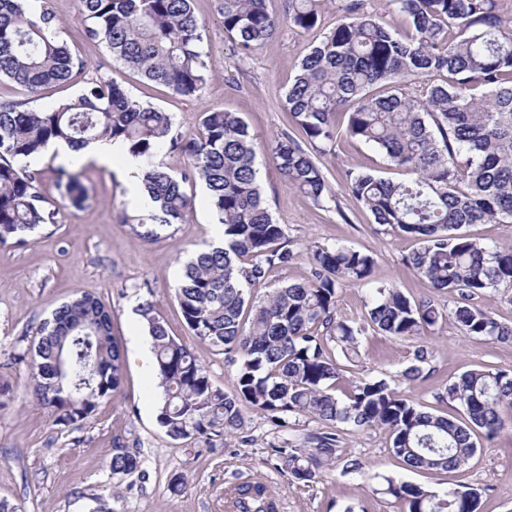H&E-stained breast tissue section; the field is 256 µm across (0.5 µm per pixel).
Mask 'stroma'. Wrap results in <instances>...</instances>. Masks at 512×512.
Instances as JSON below:
<instances>
[{"label":"stroma","mask_w":512,"mask_h":512,"mask_svg":"<svg viewBox=\"0 0 512 512\" xmlns=\"http://www.w3.org/2000/svg\"><path fill=\"white\" fill-rule=\"evenodd\" d=\"M50 5L62 39L86 61L85 71L72 83L44 89L36 100L24 87L0 80L1 100L45 109L76 98L87 82L103 78L115 80L132 98L169 113L179 131L195 130L207 109L235 113L259 145L256 163L266 204L273 218L286 225L299 253L292 265L271 271L265 289L306 278L305 250L310 245L339 243L374 257L376 281L414 297L432 295L441 307H451L448 294L433 292L430 283L406 265L416 240L374 224L346 191L345 173L354 168L400 179V172L388 168L375 148L342 134L331 152L319 156L335 197L323 207L289 188L272 158L270 146L276 139L285 134L303 137L282 102L304 58L340 18L339 0H324L313 30L283 27L245 61L224 33L218 0H194V11L205 23L202 36L208 54L206 83L195 97L147 81L116 61L105 45L88 40L76 0H50ZM62 165L58 151L51 148L29 164L41 172L44 194L56 203L53 223L26 247L0 248V383L13 389L11 399L0 407V499L18 512H92L100 500L113 512H224L226 493L250 482L265 487L275 512H343L349 505L366 512H399L392 498L373 491L374 478L388 476L437 491L469 485L481 493L479 512H512V428L481 440L480 451L467 467L442 474L410 470L391 453L381 431L350 429L343 433L340 446L359 458L364 476L345 473L339 460L307 486L292 482L287 471L276 466L271 449L321 432L320 422L300 418L291 427L279 428L263 414L248 410L240 430L214 442L171 440L157 422V372L133 354L135 338L145 333L140 303L152 302L170 334L197 355L215 385L229 391L235 380L231 356L189 332L175 297L188 253L214 241L219 229L208 192L203 182L186 183L195 204L185 222L143 239L133 226L148 214L130 210L118 169L89 164L82 177L89 199L84 207L75 208L57 202V170ZM265 289L256 290V297H263ZM83 294L98 298L112 312V334L123 356L122 383L80 428L63 429L29 399L26 365L8 366L4 360L6 354L25 349L23 331ZM422 341L432 347L433 358L425 364L422 378L403 385L402 391L437 414L464 417L457 405L435 399L448 379L481 366L512 374V347L464 335L446 319L421 340L374 332L363 336L360 359L345 373L342 389L365 378H396L414 365V352ZM116 448L140 453L142 471L121 481L113 479L107 462ZM176 476L184 485L174 493L169 484Z\"/></svg>","instance_id":"obj_1"}]
</instances>
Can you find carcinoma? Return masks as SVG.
I'll list each match as a JSON object with an SVG mask.
<instances>
[{
	"label": "carcinoma",
	"mask_w": 512,
	"mask_h": 512,
	"mask_svg": "<svg viewBox=\"0 0 512 512\" xmlns=\"http://www.w3.org/2000/svg\"><path fill=\"white\" fill-rule=\"evenodd\" d=\"M321 3L286 0L281 18L268 11L266 0H219L218 10L244 60L285 24L314 28ZM387 3L406 27L381 21L367 0H344L340 21L312 48L285 94V108L308 147L286 135L271 152L288 186L321 206L331 190L317 157L332 150L338 117H347V135L374 146L406 175L392 181L370 170L349 171V195L374 223L419 240L405 262L432 288L454 296L447 311L430 297L375 284L374 258L336 244L312 246L306 279L253 301V289L297 254L286 225L264 204L254 135L232 112L208 109L197 130L174 134L168 113L104 79L48 109L0 100V246L30 243L29 236L53 219L40 172L26 165L51 142L73 149L98 140L126 144L143 163V188L153 203L150 223H141L144 238L156 234L157 224L184 222L193 208L184 183H205L224 245L192 253L176 298L192 335L236 354L239 367L232 392L215 386L151 303L141 304L157 364V421L175 441L237 430L246 408L282 428L290 417L320 421L327 430L307 435L306 445L271 448L281 467L304 484L341 458L347 427L382 430L407 467L428 473L468 465L477 431L492 439L512 427V375L488 367L463 372L437 396L460 405L465 422L404 398L399 385L422 377V365L432 358L427 345L418 346L416 364L399 382L368 378L336 392V381L360 358V337L371 329L396 338L421 336L446 314L468 336L512 345V325L479 303L499 288H512V247H490L463 232L468 224H512V16L503 15L495 0ZM77 6L89 22L88 37L105 44L113 58L178 95L201 92L208 63L193 0H77ZM58 26L49 0H40L32 14L26 0H0V78L37 97L79 76L86 63L57 38ZM377 83L391 85L390 94L368 95ZM166 146L189 160L178 177L157 161ZM81 176L61 169L57 179L60 200L77 208L88 198ZM347 284L371 286L373 303L360 321L337 314L338 293ZM34 335L33 346L10 353L8 361L26 363L30 395L54 425L77 427L121 383L110 312L99 299L82 295L39 323ZM108 467L122 479L141 468V459L114 448ZM377 493L394 498L401 512H477L480 498L471 486L439 493L387 477ZM231 506L233 512L273 509L263 488L250 483L234 488Z\"/></svg>",
	"instance_id": "obj_1"
}]
</instances>
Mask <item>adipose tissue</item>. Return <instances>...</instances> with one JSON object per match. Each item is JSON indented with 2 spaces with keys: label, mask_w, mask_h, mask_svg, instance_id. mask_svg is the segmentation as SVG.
Here are the masks:
<instances>
[{
  "label": "adipose tissue",
  "mask_w": 512,
  "mask_h": 512,
  "mask_svg": "<svg viewBox=\"0 0 512 512\" xmlns=\"http://www.w3.org/2000/svg\"><path fill=\"white\" fill-rule=\"evenodd\" d=\"M58 150L66 161L72 163L95 160L104 166L119 165L121 174L130 188L129 206L134 210L148 207L149 199L142 187V171L139 159L132 156L122 141L103 140L89 144L75 151L66 144H59Z\"/></svg>",
  "instance_id": "adipose-tissue-1"
}]
</instances>
